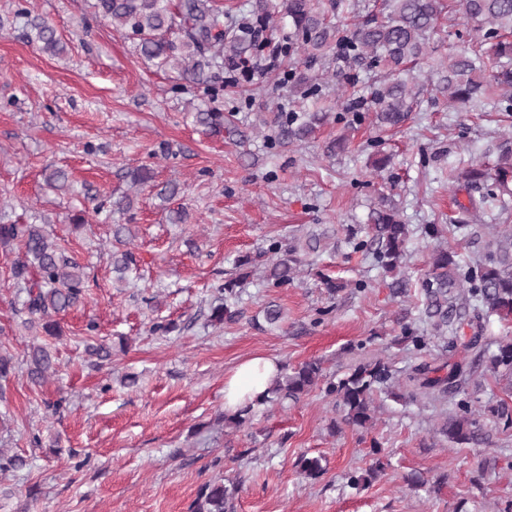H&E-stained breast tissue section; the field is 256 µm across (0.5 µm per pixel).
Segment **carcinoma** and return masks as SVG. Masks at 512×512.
<instances>
[{"label": "carcinoma", "instance_id": "carcinoma-1", "mask_svg": "<svg viewBox=\"0 0 512 512\" xmlns=\"http://www.w3.org/2000/svg\"><path fill=\"white\" fill-rule=\"evenodd\" d=\"M255 0L251 18H230L215 0H97V13L112 28L136 41L139 54L161 69L178 74L183 84L178 90L201 89L210 105L197 111L198 122L213 133L224 130V111L216 105L224 91V71L238 68L258 56L262 44L258 29L270 28L288 19V39L279 51L285 69L277 87L289 93L301 92L304 98L320 93L314 66L325 60H340L364 66L379 74L368 92L356 90L358 80L346 71L336 76L352 89L340 102L344 111L372 112L379 128H400L421 103L422 92L411 85L406 75L429 55L431 34L438 20L462 12L482 40L471 47L463 33L461 46L448 54L442 81L448 101L459 106L481 102L488 88L500 90L492 111L503 121L512 120V0H382L388 14L376 9L350 29H339L328 20L329 14L344 6V0ZM34 41L45 49L60 44L55 28L45 22L30 23ZM326 112H278L273 124L280 144L304 141L327 122ZM448 180L468 192V203L457 204L458 217L447 224H423L417 231L434 243L428 264L417 278L406 271L407 244L414 234L392 208L382 204L373 211V223L348 225L345 239L372 264L393 274L389 284L395 296L418 288L419 321L431 326L441 339V362L421 360L429 350L431 337L401 316L397 337L410 355L407 367L397 370L384 359L362 361L341 377L324 375L322 362L311 359L274 377L259 399L223 415L224 424L240 427L251 421L261 405L291 400L297 402L314 387L332 398L338 424L367 427L373 420L378 395L400 399L394 391L401 385L409 397L422 394L433 399L459 397L456 411L445 418L439 434L460 445L474 447L488 443L487 422L512 429V401L499 399L481 403L483 385L475 382L480 365L512 389V336L496 341V349L485 341L483 331L491 317H512V229L489 241L483 251L469 259L442 246L446 237L466 230L469 223L506 208L503 195L512 194V142L500 149L494 165L470 162L466 167L448 168ZM20 243L24 252L11 267L14 279L24 284L23 310L30 322L50 336L59 335L55 316L75 306L85 294V279L80 264L68 254L66 246L52 239L40 224H0V246ZM336 249V230L325 228L308 232L306 240L291 242L273 239L267 252L272 259L264 279L272 288L293 283L298 270L311 253ZM132 257L114 256L113 269L120 281L131 271ZM243 273L221 286L222 302L212 307L211 320L219 324L237 320L239 311L228 304L236 288L246 280ZM55 356L47 346L32 349L28 376L38 383L54 369ZM372 464L364 472L348 474V484L363 488L369 479L384 469L381 449L370 450ZM296 467L309 477L322 472L320 459L301 455ZM236 485L212 480L200 486L190 512H234Z\"/></svg>", "mask_w": 512, "mask_h": 512}]
</instances>
